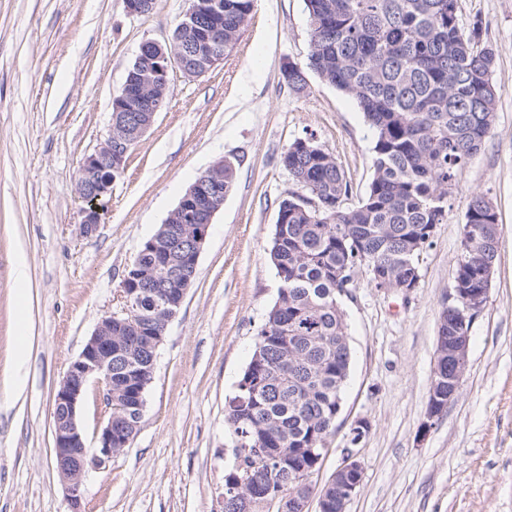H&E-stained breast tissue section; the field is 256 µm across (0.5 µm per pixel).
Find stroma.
<instances>
[{"label":"stroma","instance_id":"obj_1","mask_svg":"<svg viewBox=\"0 0 512 512\" xmlns=\"http://www.w3.org/2000/svg\"><path fill=\"white\" fill-rule=\"evenodd\" d=\"M189 0H0V512H70L53 461V396L98 321L119 311L142 244L213 162L235 184L209 227L197 276L157 350L138 431L85 479V512H223L231 465L225 403L277 297L269 247L280 201L296 185L280 162L314 135L355 194L372 179L374 135L345 93L309 75L281 78L310 50L305 0H254L223 61L199 77L170 73L167 103L112 184L97 230L81 229V160L106 139L112 101L143 43L166 39ZM480 23L501 89L490 138L456 178L448 215L419 257L411 294L360 277L343 298L352 363L318 482L341 460L351 424L362 482L347 512H512V0H458ZM484 195L499 220V261L473 326L458 396L423 432L439 314L456 270L463 215ZM26 336L22 389L11 353Z\"/></svg>","mask_w":512,"mask_h":512}]
</instances>
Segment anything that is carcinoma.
<instances>
[{"instance_id": "obj_1", "label": "carcinoma", "mask_w": 512, "mask_h": 512, "mask_svg": "<svg viewBox=\"0 0 512 512\" xmlns=\"http://www.w3.org/2000/svg\"><path fill=\"white\" fill-rule=\"evenodd\" d=\"M210 44L230 52L253 0H190ZM310 52L305 65L281 68L288 88L307 91L315 74L352 97L374 132L367 191L353 188L323 145L297 138L281 164L316 202L291 192L279 204L270 258L277 299L259 330L252 357L225 406L237 452L224 475L249 480L254 501L289 492L288 473L315 464L321 441L336 429V406L351 365L347 324L336 301L351 295L363 269L377 276L421 278L419 256L431 228L443 223L457 171L481 150L495 121L500 88L495 53L478 24L464 27L457 0H306ZM498 215L478 193L464 215L454 285L484 287L482 269L496 262ZM163 252L144 242L134 262L153 268ZM176 300L159 280L136 294L143 335L112 327V444L140 422L142 390L151 380L157 332Z\"/></svg>"}]
</instances>
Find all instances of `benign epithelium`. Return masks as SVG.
<instances>
[{
    "label": "benign epithelium",
    "mask_w": 512,
    "mask_h": 512,
    "mask_svg": "<svg viewBox=\"0 0 512 512\" xmlns=\"http://www.w3.org/2000/svg\"><path fill=\"white\" fill-rule=\"evenodd\" d=\"M144 54L138 58L142 62L144 88H150V75L156 72H170L177 68L188 77H199L203 72L187 64L183 48L172 45L163 48L159 42L148 41L142 45ZM163 103L152 98H140L135 105L115 107L112 124L107 138L93 153L85 156L79 167L78 188L85 202L81 222L82 232L90 235L101 223L105 199L112 194V176L100 178L104 171H121L125 155L146 134L154 122L156 113L162 111ZM138 112L147 113V120L136 116ZM224 206V160L210 165L188 188L180 199L176 214L178 224L167 226L165 236L164 261L158 269H128L122 282L121 313L127 316V322L139 318L134 302L136 293L154 283L159 276L178 291L177 305H182L197 274L198 261L206 241L208 230L217 212ZM191 242V264L181 267L171 261L178 253L184 237ZM419 285V280L399 281L395 278L377 279V288L383 292L410 293ZM489 289L452 288L448 293V308L458 311L461 327L448 348H440L436 361L446 358L454 365V373L448 378V395H439L428 410L429 424L440 420L458 394L460 382L468 367L469 339L473 324L484 309ZM118 315L103 317L86 342L79 356L72 361L54 395L53 418V458L58 474L66 485L71 512H83V483L91 470H100L108 465L116 453L112 445V321ZM94 388L99 399L102 421L97 429L94 445L87 444L86 437L78 419V406L89 388ZM370 429L365 419H358L350 426L347 444L341 449V462L332 477L338 473L354 475V481L348 488L336 485V509L346 512L351 498L359 486L358 473L361 470L357 459L358 446Z\"/></svg>",
    "instance_id": "1"
}]
</instances>
